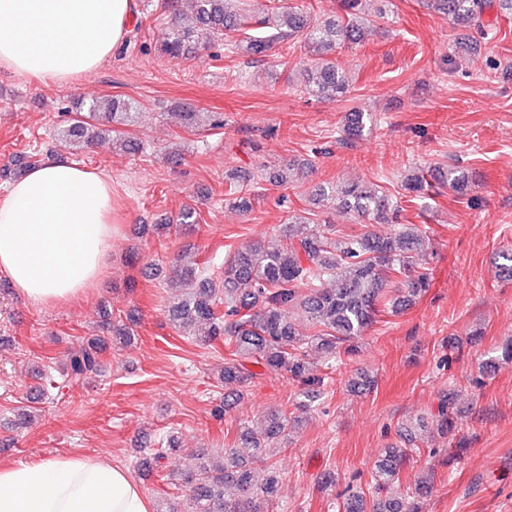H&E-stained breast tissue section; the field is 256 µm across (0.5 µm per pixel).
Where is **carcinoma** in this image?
<instances>
[{"label": "carcinoma", "mask_w": 512, "mask_h": 512, "mask_svg": "<svg viewBox=\"0 0 512 512\" xmlns=\"http://www.w3.org/2000/svg\"><path fill=\"white\" fill-rule=\"evenodd\" d=\"M431 2L454 28L467 31L454 41L457 53L476 50L479 39L488 36L490 12L512 16V0ZM161 7L172 8L173 16L154 45L157 53L196 59L222 41L232 53L264 57L275 44L297 46L306 57L298 82L303 92L318 98L347 92L348 80L331 55L338 48L360 43L365 28L382 17L380 12H369L367 0H337L332 14H319L312 7H286L259 16L246 0H163ZM139 107L135 100L110 94L88 98L65 114L58 139L70 150L110 135L116 148L135 154L140 144L125 129L134 125ZM180 117L191 131L224 127L223 114L200 112L190 105L181 107ZM368 123L369 113L350 108L338 132L339 144L348 147L363 139ZM433 178L458 198L468 194L472 183L469 172L457 165L435 167ZM430 189L423 173L412 170L406 175L404 191L410 198L424 199ZM225 201L245 214L253 210L252 198L234 182ZM309 203L317 208L331 206L370 229L337 236L328 225L294 214L275 239L254 242L225 258L217 277L202 278L194 267L181 263L164 275V281L182 291L169 310L179 333L206 346L224 340L228 357L219 379L242 388L259 376L252 370L255 365L265 373L285 374L300 384L297 408L303 411L323 398L325 387V378L309 366V351L319 350L341 362V354L351 353L350 342L376 322L379 308L400 314L424 296L431 284L426 231L418 224L400 223L402 206L385 191L358 183L340 190L319 186ZM176 222L198 224L200 213L186 204ZM377 224H392L396 230L381 235L372 230ZM297 312L316 328L313 335L298 331L292 321ZM104 346L99 336L88 339L62 368L63 382L80 386L100 373ZM297 424L299 418L285 410L270 411L253 424H239V440L252 449L251 458H239L233 448L222 454L203 451L194 469L172 473L188 492L191 512H259L257 500L267 501L278 490L268 448L288 442ZM453 424L454 398L446 396L432 416V426L446 439ZM399 438L378 455L367 488L346 486L342 512H419L418 501L431 493L433 476H418L406 490L391 492L393 486L401 485L400 472L413 452L416 436L403 428ZM177 447V436L165 435L146 458L160 467Z\"/></svg>", "instance_id": "carcinoma-1"}]
</instances>
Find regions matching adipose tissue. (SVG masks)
I'll return each mask as SVG.
<instances>
[{
    "label": "adipose tissue",
    "mask_w": 512,
    "mask_h": 512,
    "mask_svg": "<svg viewBox=\"0 0 512 512\" xmlns=\"http://www.w3.org/2000/svg\"><path fill=\"white\" fill-rule=\"evenodd\" d=\"M133 0H0V69L59 85L96 69L125 40ZM112 243V182L65 160L0 193V273L25 300L84 297ZM0 512H151L107 459L60 453L0 466Z\"/></svg>",
    "instance_id": "obj_1"
}]
</instances>
